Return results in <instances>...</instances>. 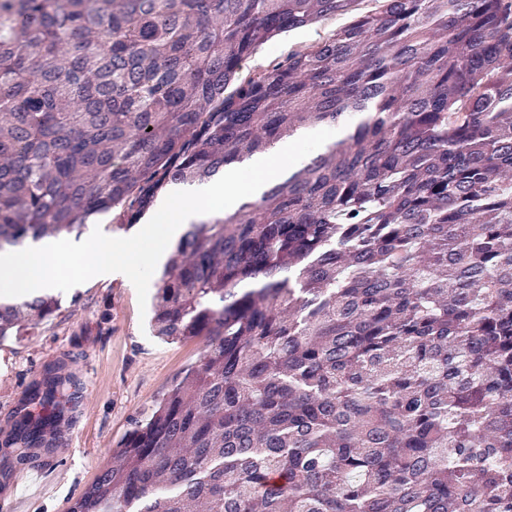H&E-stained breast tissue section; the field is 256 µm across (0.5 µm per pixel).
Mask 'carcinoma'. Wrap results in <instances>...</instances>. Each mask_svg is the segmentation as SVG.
Segmentation results:
<instances>
[{
  "label": "carcinoma",
  "mask_w": 512,
  "mask_h": 512,
  "mask_svg": "<svg viewBox=\"0 0 512 512\" xmlns=\"http://www.w3.org/2000/svg\"><path fill=\"white\" fill-rule=\"evenodd\" d=\"M355 2L0 0V251L361 117L181 235L152 331L202 351L67 512H512V0H375L225 94ZM375 6V1L361 0L355 4V10L351 14L327 17L311 26L275 37L258 48L242 63L237 80L229 86L227 92L231 91L240 81L267 72L275 63L285 60L288 54L305 51L329 38L337 28L352 21L356 13L366 12Z\"/></svg>",
  "instance_id": "carcinoma-1"
}]
</instances>
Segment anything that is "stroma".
<instances>
[{
	"mask_svg": "<svg viewBox=\"0 0 512 512\" xmlns=\"http://www.w3.org/2000/svg\"><path fill=\"white\" fill-rule=\"evenodd\" d=\"M350 15L331 16L287 32L247 58L239 79L261 75L329 38ZM59 309L20 335L0 340V502L23 512H67L91 484L130 427L196 361L200 339L165 343L143 329L136 290L113 275L58 292ZM66 383L60 441L51 449L20 451L10 439L49 370Z\"/></svg>",
	"mask_w": 512,
	"mask_h": 512,
	"instance_id": "1",
	"label": "stroma"
}]
</instances>
